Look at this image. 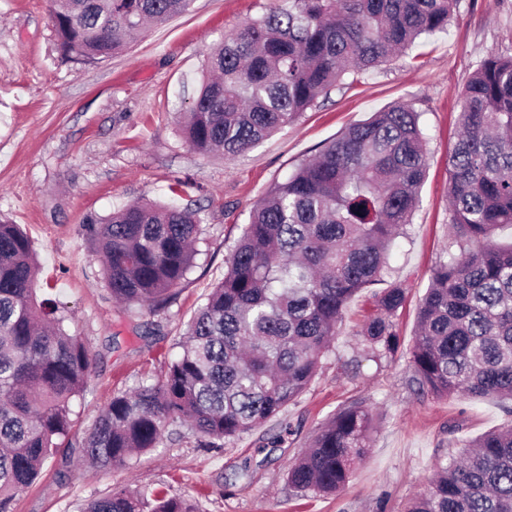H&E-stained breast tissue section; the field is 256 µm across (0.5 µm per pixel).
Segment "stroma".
<instances>
[{
    "instance_id": "35a3bbf8",
    "label": "stroma",
    "mask_w": 512,
    "mask_h": 512,
    "mask_svg": "<svg viewBox=\"0 0 512 512\" xmlns=\"http://www.w3.org/2000/svg\"><path fill=\"white\" fill-rule=\"evenodd\" d=\"M288 0H193L112 57L64 60L51 0H0V220L30 237L41 299L86 341L93 363L72 404V425L12 512H80L115 487L195 499L199 512H404L428 485L438 457L459 440L512 422L496 398L439 397L412 386L410 351L419 304L436 265L456 251L448 226V157L460 135V93L488 57L512 56V0H458L447 31L331 91L292 125L244 154L204 156L184 141L179 116L203 77L205 49L244 21ZM404 103L419 112L428 168L407 235L383 280L348 303L330 352L309 388L248 434L209 446L189 425H170L157 448L126 468H99L77 452L88 425L141 380L159 381L181 352L187 324L224 277L225 259L275 182L348 125ZM134 201L176 203L204 220L199 253L174 302L152 312L116 305L97 244L82 231ZM406 289L393 318L395 355L373 358L360 330L375 293ZM373 416L365 461L335 494L301 493L285 470L348 405Z\"/></svg>"
}]
</instances>
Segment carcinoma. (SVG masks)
<instances>
[{"label": "carcinoma", "instance_id": "1", "mask_svg": "<svg viewBox=\"0 0 512 512\" xmlns=\"http://www.w3.org/2000/svg\"><path fill=\"white\" fill-rule=\"evenodd\" d=\"M193 0H52L61 54L91 64L147 23ZM456 0H288L251 18L205 54L206 76L182 133L197 153L232 159L293 124L318 98L448 28ZM462 133L451 156L449 224L459 252L433 272L418 314L413 381L437 396L512 402V57L484 60L462 92ZM427 168L418 113L392 106L353 123L260 200L231 249L224 279L188 327L164 378L116 396L91 424L81 456L128 467L187 422L208 442L238 438L276 417L315 378L348 301L381 280L406 235ZM203 219L189 208L129 204L85 233L103 254L112 299L156 310L194 265ZM35 251L0 222V512L30 487L72 424L92 354L38 304ZM405 288L376 296L362 329L374 357L398 348L392 317ZM372 417L340 409L287 471L300 492L346 488L368 453ZM408 512H512V424L462 442ZM81 512H198L183 497L126 487Z\"/></svg>", "mask_w": 512, "mask_h": 512}]
</instances>
